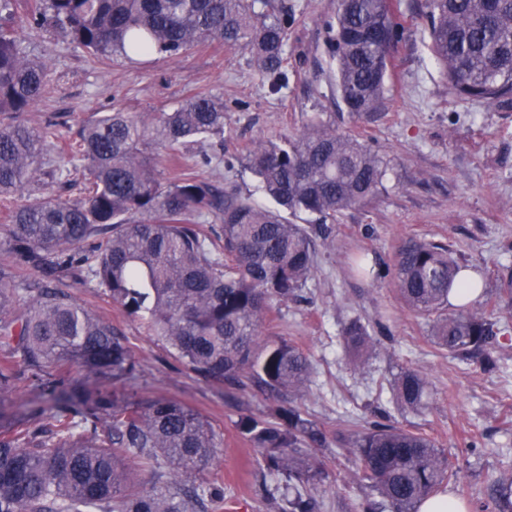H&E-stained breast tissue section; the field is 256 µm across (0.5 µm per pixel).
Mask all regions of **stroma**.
I'll return each mask as SVG.
<instances>
[{"label":"stroma","instance_id":"35a3bbf8","mask_svg":"<svg viewBox=\"0 0 512 512\" xmlns=\"http://www.w3.org/2000/svg\"><path fill=\"white\" fill-rule=\"evenodd\" d=\"M286 2L299 22L288 42V83L276 93L241 50L213 45L176 58L93 63L52 30L21 31L28 52L45 59L53 83L22 119L34 128L51 120L74 126L114 108L139 115L169 111L201 92L223 98L224 144L208 147L211 165L202 166V154L193 152L177 169L256 199L262 193L242 158L257 141L296 135L319 114L368 145L387 164L383 190L337 215L327 236L316 240L314 272L299 297L272 303L263 318L264 337L287 339L308 356L312 374L296 404L330 434L328 446L314 451L324 473L307 490L322 502V512H362L372 491L342 439L385 415L434 440L459 470L447 491L468 512H485L477 492H488L494 478L512 472V301L499 296L512 286V112L454 94L417 32L424 0H394L411 34L394 54L387 103L372 118L351 119L327 65L324 24L335 16L338 0ZM410 239L451 245L481 276L475 305L492 311L503 330L493 344L496 368L441 351L432 319L400 300L395 253ZM360 257L376 264L377 278L354 272ZM71 292L131 344L139 373L124 389L145 403L182 402L212 424L223 451L194 481H223L221 512H272L268 497L280 480L261 473L259 455L236 422L244 409L267 418L273 397L252 386L240 400L227 398L224 384L196 377L94 283ZM353 321L375 341L361 359L342 336ZM406 369L425 377L423 406L396 402L395 380Z\"/></svg>","mask_w":512,"mask_h":512}]
</instances>
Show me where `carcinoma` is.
I'll list each match as a JSON object with an SVG mask.
<instances>
[{
  "label": "carcinoma",
  "mask_w": 512,
  "mask_h": 512,
  "mask_svg": "<svg viewBox=\"0 0 512 512\" xmlns=\"http://www.w3.org/2000/svg\"><path fill=\"white\" fill-rule=\"evenodd\" d=\"M426 45L448 86L464 99L512 111V0H426ZM296 16L271 0H0V112H26L50 87L45 63L30 56L21 28H50L93 60L174 58L214 43L247 51L279 89L288 83V39ZM329 71L344 109L359 119L382 107L391 53L406 27L393 0H339L326 22ZM224 138V100L196 94L148 118L95 112L74 135L50 121L35 130L0 127V512H207L224 483L191 477L222 451L211 424L170 399L144 404L114 382L139 371L132 346L110 323L59 287L93 281L197 377L228 393L257 385L280 404L270 418L240 415L237 429L259 466L284 479L277 512H321L299 485L321 463L301 448L325 443L316 422L292 403L311 377L307 356L285 340H264L274 301H288L312 275L315 237L287 216L312 218L318 233L336 214L384 187L383 159L317 119L294 138L259 141L245 153L270 208L195 172L167 176L175 157ZM64 163L40 162L46 148ZM38 184L37 193L27 186ZM221 223L214 236L199 220ZM37 275L18 279V267ZM448 245L408 240L394 283L413 310L437 316L433 336L449 355L491 368L499 333L488 312L467 304L446 313L454 288H473ZM346 345L370 350L365 326L344 327ZM20 382L29 413L6 414ZM425 378L404 370L397 401L417 407ZM363 478L389 512H416L457 470L428 437L373 422L348 443ZM151 478L141 482L136 470ZM493 512H512V474L494 481Z\"/></svg>",
  "instance_id": "1"
}]
</instances>
